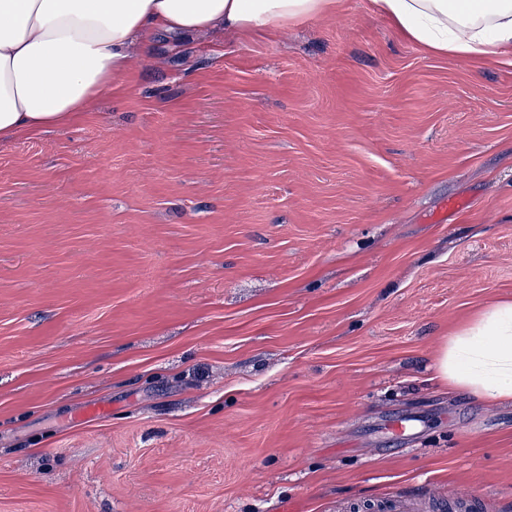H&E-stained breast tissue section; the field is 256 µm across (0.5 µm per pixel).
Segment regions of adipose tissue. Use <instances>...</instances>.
Instances as JSON below:
<instances>
[{"label": "adipose tissue", "mask_w": 512, "mask_h": 512, "mask_svg": "<svg viewBox=\"0 0 512 512\" xmlns=\"http://www.w3.org/2000/svg\"><path fill=\"white\" fill-rule=\"evenodd\" d=\"M339 2L0 0V145L72 123L129 73L136 42L278 28L335 14ZM377 2L396 33L429 53L512 56V0ZM434 378L478 398L512 401V299L449 333Z\"/></svg>", "instance_id": "adipose-tissue-1"}]
</instances>
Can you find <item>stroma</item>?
<instances>
[{"mask_svg": "<svg viewBox=\"0 0 512 512\" xmlns=\"http://www.w3.org/2000/svg\"><path fill=\"white\" fill-rule=\"evenodd\" d=\"M504 298L512 59L432 55L376 0L155 37L0 147V512H512V403L433 378ZM385 512H442L441 504L418 494H404L379 504Z\"/></svg>", "mask_w": 512, "mask_h": 512, "instance_id": "obj_1", "label": "stroma"}]
</instances>
